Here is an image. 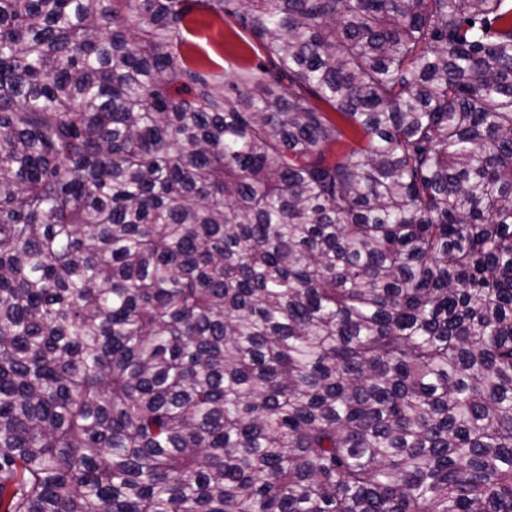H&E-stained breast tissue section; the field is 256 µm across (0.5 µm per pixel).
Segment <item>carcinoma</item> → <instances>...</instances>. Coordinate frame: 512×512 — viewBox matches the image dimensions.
<instances>
[{
  "mask_svg": "<svg viewBox=\"0 0 512 512\" xmlns=\"http://www.w3.org/2000/svg\"><path fill=\"white\" fill-rule=\"evenodd\" d=\"M0 512H512V0H0ZM233 27L229 19L195 7L178 36L188 65L221 82L225 71L246 66L259 72L261 66L268 65L263 51L256 46L250 48L245 42L251 40L245 33L239 31L241 38L234 36Z\"/></svg>",
  "mask_w": 512,
  "mask_h": 512,
  "instance_id": "obj_1",
  "label": "carcinoma"
}]
</instances>
